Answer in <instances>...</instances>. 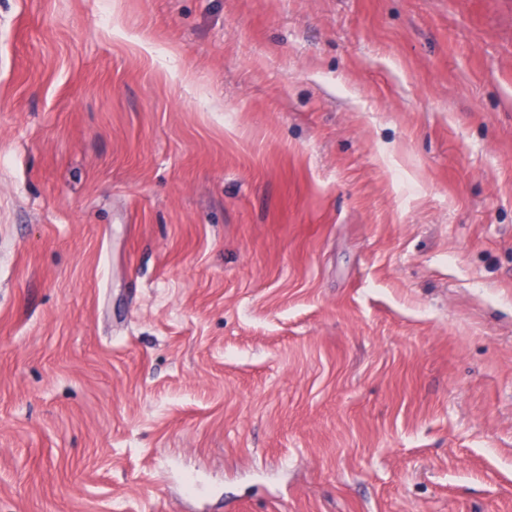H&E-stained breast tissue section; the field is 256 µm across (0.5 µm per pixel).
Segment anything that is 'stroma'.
<instances>
[{"instance_id":"35a3bbf8","label":"stroma","mask_w":512,"mask_h":512,"mask_svg":"<svg viewBox=\"0 0 512 512\" xmlns=\"http://www.w3.org/2000/svg\"><path fill=\"white\" fill-rule=\"evenodd\" d=\"M0 512H512V0H0Z\"/></svg>"}]
</instances>
